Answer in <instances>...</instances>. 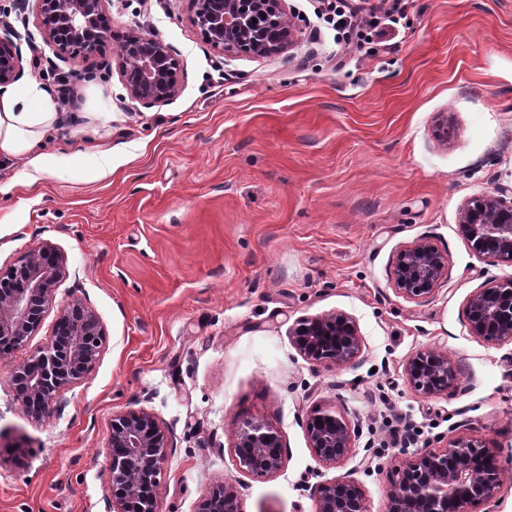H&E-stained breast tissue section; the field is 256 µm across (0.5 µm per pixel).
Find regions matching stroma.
Returning a JSON list of instances; mask_svg holds the SVG:
<instances>
[{
    "instance_id": "1",
    "label": "stroma",
    "mask_w": 512,
    "mask_h": 512,
    "mask_svg": "<svg viewBox=\"0 0 512 512\" xmlns=\"http://www.w3.org/2000/svg\"><path fill=\"white\" fill-rule=\"evenodd\" d=\"M315 0H286L296 44L267 57L220 55L190 22V0H112L114 38L76 69L107 63L62 100L36 25L23 48L59 112H84L99 134L56 145L34 186L22 162L0 165V268L35 242L67 258L68 276L40 332L0 363V512H106L110 424L152 413L172 437L160 512H196L220 483L242 512H314V489L351 475L368 512H383L397 466L428 438L471 437L512 473V344L469 336L465 305L512 266L479 259L459 231L472 196L512 186V0H403L367 54L336 64L335 32ZM135 28L183 61L178 94L131 102L115 39ZM111 121H104V113ZM447 124L448 138L436 131ZM112 152L113 173L88 176ZM426 239L448 279L424 301L394 288L398 253ZM85 299L105 331L92 372L65 390L51 420L17 401L12 366ZM353 317L364 347L344 368L300 355L295 322ZM459 366L448 393L406 380L417 351ZM338 409L359 436L320 465L306 418ZM255 418L281 432L285 464L242 470L237 432Z\"/></svg>"
}]
</instances>
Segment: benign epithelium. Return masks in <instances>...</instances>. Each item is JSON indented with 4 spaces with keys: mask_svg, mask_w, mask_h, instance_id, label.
I'll list each match as a JSON object with an SVG mask.
<instances>
[{
    "mask_svg": "<svg viewBox=\"0 0 512 512\" xmlns=\"http://www.w3.org/2000/svg\"><path fill=\"white\" fill-rule=\"evenodd\" d=\"M112 0H35V17L43 41L64 62L86 60L112 35ZM193 24L220 54H281L294 45L297 28L285 0H193ZM266 18L273 27L252 22ZM22 35L0 19V87L12 84L22 68ZM121 76L129 98L154 106L178 92L180 59L162 39L131 30L118 48ZM460 230L482 259L512 266V188L470 198L460 216ZM67 275V258L46 242L32 244L13 265L0 268V360L6 351L28 343L42 328L58 284ZM448 278V255L427 241L405 247L398 256L394 283L412 301L429 298ZM469 335L495 344H512V277L477 288L466 303ZM105 332L95 311L74 298L58 314L46 345L13 367L16 399L40 421L58 414L60 392L94 367ZM301 355L316 365L343 367L362 352V338L352 318L328 313L301 319L291 330ZM409 384L435 397L457 379V367L439 349L416 352L407 362ZM315 459L330 466L355 445L356 426L342 413L325 410L306 425ZM171 437L149 412L112 416L108 438L110 480L108 512H159V476ZM280 431L256 419L244 424L234 446L239 467L273 475L285 462ZM512 477L499 466L495 451L472 439L437 438L396 470L386 492L385 512H496L499 490ZM197 512H241L231 487L218 485L203 494ZM315 512H366L362 491L348 476L316 486Z\"/></svg>",
    "mask_w": 512,
    "mask_h": 512,
    "instance_id": "obj_1",
    "label": "benign epithelium"
}]
</instances>
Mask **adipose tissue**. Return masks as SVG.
<instances>
[{"instance_id":"ef3b65f1","label":"adipose tissue","mask_w":512,"mask_h":512,"mask_svg":"<svg viewBox=\"0 0 512 512\" xmlns=\"http://www.w3.org/2000/svg\"><path fill=\"white\" fill-rule=\"evenodd\" d=\"M39 109H32V100ZM83 118L74 112H58L49 96L37 84L25 90L0 92V162L25 159L29 169L49 170L55 156L48 152L50 140L61 138L63 131L81 127Z\"/></svg>"}]
</instances>
